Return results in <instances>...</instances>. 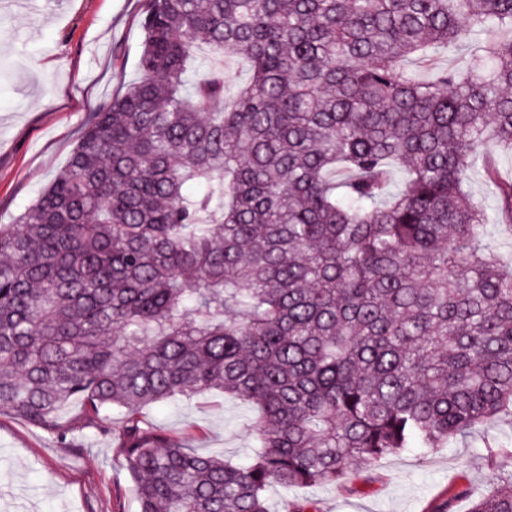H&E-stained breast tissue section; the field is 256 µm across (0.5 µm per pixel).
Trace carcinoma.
I'll return each mask as SVG.
<instances>
[{
    "instance_id": "1",
    "label": "carcinoma",
    "mask_w": 512,
    "mask_h": 512,
    "mask_svg": "<svg viewBox=\"0 0 512 512\" xmlns=\"http://www.w3.org/2000/svg\"><path fill=\"white\" fill-rule=\"evenodd\" d=\"M140 26V78L0 226V407L63 444L70 403L120 412L139 512H271L512 416V0H143ZM475 31L464 70L404 65ZM202 49L251 64L233 98ZM212 391L257 409L252 460L142 422ZM495 470L467 512H512ZM467 187L475 202L486 207L489 212H492L496 208L497 197L495 191L483 180L480 170H475L470 174Z\"/></svg>"
}]
</instances>
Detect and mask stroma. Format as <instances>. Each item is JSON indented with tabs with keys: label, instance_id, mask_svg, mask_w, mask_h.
I'll list each match as a JSON object with an SVG mask.
<instances>
[{
	"label": "stroma",
	"instance_id": "stroma-1",
	"mask_svg": "<svg viewBox=\"0 0 512 512\" xmlns=\"http://www.w3.org/2000/svg\"><path fill=\"white\" fill-rule=\"evenodd\" d=\"M142 0H0V225L34 202L68 161L91 112L136 80L141 52ZM473 42L432 49L406 65L421 77L466 65ZM243 401L206 393L158 403L143 417L186 447L237 462L253 451ZM72 403L62 420L76 448L0 409V512H138L131 477L120 467L111 435L80 426ZM506 439L512 424L460 439L432 453L384 457L341 484L268 492L272 512L288 500H311L320 512H439L493 476L483 436Z\"/></svg>",
	"mask_w": 512,
	"mask_h": 512
}]
</instances>
